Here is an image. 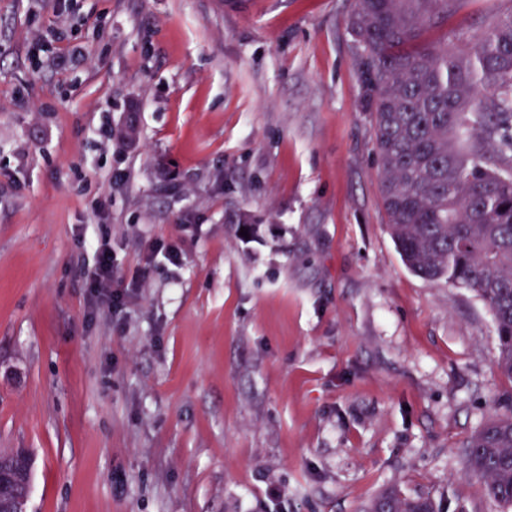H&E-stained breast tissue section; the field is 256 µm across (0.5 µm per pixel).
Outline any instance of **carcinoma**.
<instances>
[{"label": "carcinoma", "instance_id": "cac0c4a2", "mask_svg": "<svg viewBox=\"0 0 512 512\" xmlns=\"http://www.w3.org/2000/svg\"><path fill=\"white\" fill-rule=\"evenodd\" d=\"M462 0H355L347 22L372 113L380 193L403 261L476 293L492 313L497 371L512 381V4L478 31L429 41ZM485 495L512 509V408L465 443ZM27 488L0 497L14 512ZM435 512L396 489L368 512Z\"/></svg>", "mask_w": 512, "mask_h": 512}]
</instances>
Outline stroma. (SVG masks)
<instances>
[{
  "label": "stroma",
  "mask_w": 512,
  "mask_h": 512,
  "mask_svg": "<svg viewBox=\"0 0 512 512\" xmlns=\"http://www.w3.org/2000/svg\"><path fill=\"white\" fill-rule=\"evenodd\" d=\"M352 5L0 0V452L31 458L27 512H364L389 487L498 512L463 444L512 381L488 307L391 238ZM88 245L93 252V269L86 279V288L97 301L116 311L122 305L123 293L114 274L112 249L105 240L90 241Z\"/></svg>",
  "instance_id": "35a3bbf8"
}]
</instances>
